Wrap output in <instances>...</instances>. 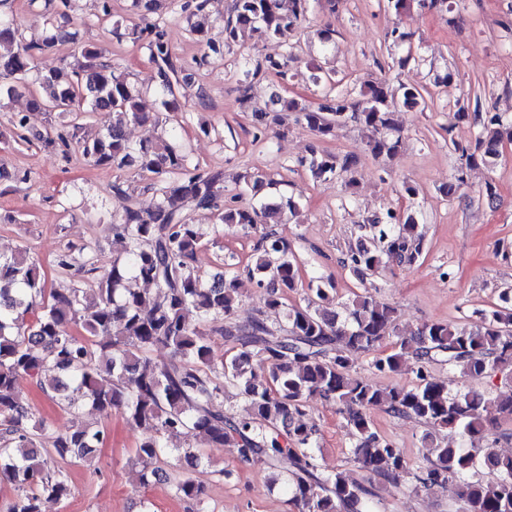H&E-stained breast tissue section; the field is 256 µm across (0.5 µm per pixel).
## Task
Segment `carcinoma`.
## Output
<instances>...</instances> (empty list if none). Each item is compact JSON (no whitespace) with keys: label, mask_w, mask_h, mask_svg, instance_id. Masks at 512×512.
Wrapping results in <instances>:
<instances>
[{"label":"carcinoma","mask_w":512,"mask_h":512,"mask_svg":"<svg viewBox=\"0 0 512 512\" xmlns=\"http://www.w3.org/2000/svg\"><path fill=\"white\" fill-rule=\"evenodd\" d=\"M398 17L411 3L422 8L444 6L447 0H386ZM284 12L279 0H234L224 21V42L231 44L248 28L261 38L283 39L298 27L308 11V0H292ZM149 42L155 64L154 82L162 93V106L178 107L173 78L177 66L163 31L152 28ZM71 39L65 26L42 42L24 40L18 30L0 23V76L16 83L0 84V98L12 97L32 68L34 53ZM88 63L79 69L60 67L42 75L41 92L30 93L29 107L45 112H105L112 122L105 133L82 144L84 156L96 165L122 169L137 165L142 171L168 174L159 188L155 208H128L115 221V234L127 241L126 256L98 272L96 287L50 288L40 266L27 251L0 256V482L19 492L8 512H42V499L61 501L71 495L62 460L86 464L107 441L104 427L84 425L55 437L52 451L42 455L38 432L42 420L30 424L32 408L21 402L19 377L26 375L64 410L77 408L83 399L104 415L123 411L127 423L151 434L132 460L137 485L160 481V463L170 456L184 459L191 468L203 464L202 448L225 446L237 459L265 457L270 467L286 458L292 467L286 479L288 502L298 512H376V502L365 487L344 472H320L311 448L316 426L303 420L306 403L320 396L336 405L346 419L353 462L365 471L398 486L413 478L427 490L458 483L465 512H512V457L486 445L494 428L492 414L512 419V392L489 395L467 390L454 395L431 378L428 366L440 357L470 379L488 369L512 372V308L479 313L473 326L425 323L414 335L401 338L392 350L383 342L397 335L398 310L367 296H357L342 310H329V289L317 283L304 304L293 305L284 326H271L255 318L240 324L234 315L242 303L238 272L230 268L206 283L192 266L201 233L189 222L191 209H216L224 195L219 172L189 171L184 156L160 137L148 135L139 145L124 134L127 123L150 126L137 92L112 67L97 62L98 52L84 51ZM364 98L328 93L315 108L295 101L284 109L296 112L319 140L332 138L347 123L360 124L372 133L369 146L377 156L396 153L402 137L393 122L396 101L415 107L422 99L413 86L393 87L385 80L367 86ZM479 128L474 147L454 150L468 166L494 167L512 144V120L494 112L469 111L460 106L448 128L463 120ZM353 161L347 156L311 149L308 168L316 179L347 177ZM283 203L267 201L258 208H226L219 220L229 228L256 237L254 263L247 274L261 290L265 307L285 306L288 292L299 281V266L292 245L269 229L271 209ZM362 234L349 247L342 264L361 282L387 266H412L423 255L425 238L411 214L388 209L359 225ZM155 285L157 292L139 290L131 283ZM194 310L192 327L185 312ZM231 345L223 359L214 356L205 326ZM122 330V343L107 337L113 327ZM168 349L174 363H157L149 353ZM354 352H372L371 368L386 376L400 371L412 354L415 382L410 387H375L353 370ZM234 386L247 402L249 414L224 415V390ZM382 408L395 417H409L433 430H446L440 440L424 436L426 464L414 471L396 443L373 427L369 412ZM178 433L185 448H170L165 436ZM175 498L190 505V512H205L204 488L191 477L171 483Z\"/></svg>","instance_id":"carcinoma-1"}]
</instances>
